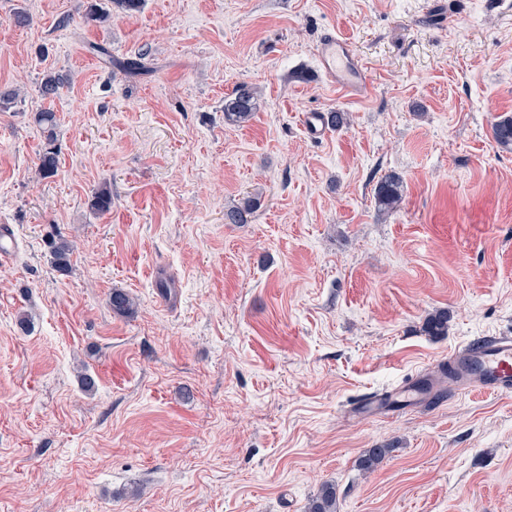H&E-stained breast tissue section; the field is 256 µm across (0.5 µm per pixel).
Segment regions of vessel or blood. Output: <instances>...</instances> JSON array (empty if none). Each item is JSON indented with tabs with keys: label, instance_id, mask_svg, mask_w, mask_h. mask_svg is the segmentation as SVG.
<instances>
[{
	"label": "vessel or blood",
	"instance_id": "vessel-or-blood-1",
	"mask_svg": "<svg viewBox=\"0 0 512 512\" xmlns=\"http://www.w3.org/2000/svg\"><path fill=\"white\" fill-rule=\"evenodd\" d=\"M316 55L322 74L333 87L353 98L367 93L366 68L349 39L332 32L325 33L316 46ZM301 122L311 138L326 136L329 121L323 111L307 112L302 115ZM462 392L512 395V336H494L466 343L430 368L421 382H411L368 399L361 408L386 417L395 404L413 395L433 400Z\"/></svg>",
	"mask_w": 512,
	"mask_h": 512
}]
</instances>
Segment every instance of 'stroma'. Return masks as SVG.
Returning <instances> with one entry per match:
<instances>
[{
    "label": "stroma",
    "instance_id": "stroma-1",
    "mask_svg": "<svg viewBox=\"0 0 512 512\" xmlns=\"http://www.w3.org/2000/svg\"><path fill=\"white\" fill-rule=\"evenodd\" d=\"M89 3L0 0L15 245L0 263V512H306L325 483L337 512H512V397L353 415L458 345L512 335V148L492 135L512 116V0H142L103 26ZM329 30L362 59L366 97L320 75ZM93 44L151 71L128 77ZM50 75L64 85L46 99ZM242 84L257 110L238 127L224 100ZM311 109L347 121L314 141ZM387 175L401 201L383 213ZM103 185L106 213L91 206ZM248 204L249 223H225ZM56 235L73 245L65 274ZM115 288L134 315L112 313ZM439 309L448 333L428 335ZM377 445L392 452L365 473ZM35 119L42 127L46 140V146L38 157L37 171L43 179L52 178L57 174L59 165V154L55 146L56 115L50 109H43L36 112ZM375 199L383 210L396 208L401 199L399 180L391 176L381 178L375 188Z\"/></svg>",
    "mask_w": 512,
    "mask_h": 512
}]
</instances>
